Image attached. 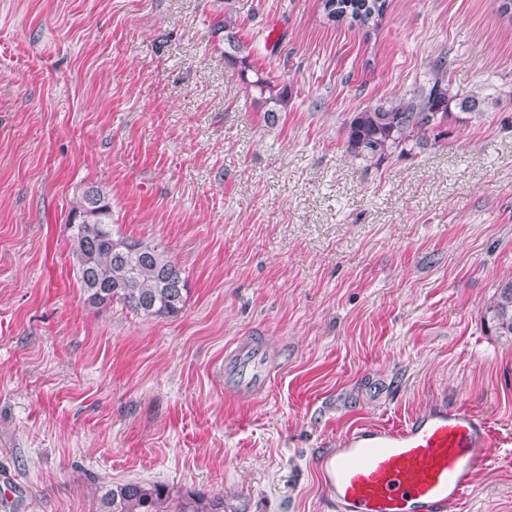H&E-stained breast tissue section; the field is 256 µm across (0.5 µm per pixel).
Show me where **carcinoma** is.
Returning <instances> with one entry per match:
<instances>
[{
  "mask_svg": "<svg viewBox=\"0 0 512 512\" xmlns=\"http://www.w3.org/2000/svg\"><path fill=\"white\" fill-rule=\"evenodd\" d=\"M213 34L224 41V58L240 67V76L253 104L264 120L275 124L278 113L287 111L288 90L268 73L251 71L250 49L238 37V15L248 0H214ZM326 18L361 29L381 24L387 0H321ZM498 98L475 92L460 97L451 92L448 60L434 63L430 77L398 102L383 101L353 113L345 120L344 147L365 167L380 165L394 154L402 155L448 136L451 109L455 121L482 119ZM71 254L77 282L85 303L96 309L117 304L147 318H173L184 309L189 288L181 269L168 256L147 245L112 233V200L91 185L82 190L70 209ZM99 284L86 286V278ZM486 319L498 336L512 337V281L499 289L487 307ZM100 512H226L224 496L186 491L177 496L164 484L112 483L102 488Z\"/></svg>",
  "mask_w": 512,
  "mask_h": 512,
  "instance_id": "obj_1",
  "label": "carcinoma"
}]
</instances>
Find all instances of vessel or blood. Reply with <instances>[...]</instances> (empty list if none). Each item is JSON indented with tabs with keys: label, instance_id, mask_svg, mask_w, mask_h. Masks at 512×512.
Instances as JSON below:
<instances>
[{
	"label": "vessel or blood",
	"instance_id": "vessel-or-blood-1",
	"mask_svg": "<svg viewBox=\"0 0 512 512\" xmlns=\"http://www.w3.org/2000/svg\"><path fill=\"white\" fill-rule=\"evenodd\" d=\"M270 380L265 348L254 341L224 356V383L258 393ZM496 434L463 406L435 408L400 424H365L340 441L326 485L338 512H457L480 466L512 468L494 457Z\"/></svg>",
	"mask_w": 512,
	"mask_h": 512
}]
</instances>
